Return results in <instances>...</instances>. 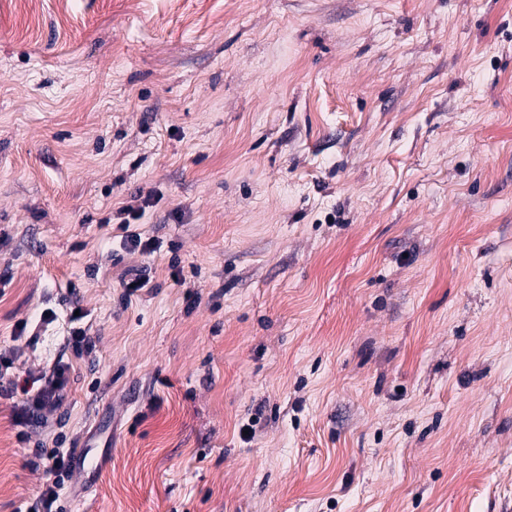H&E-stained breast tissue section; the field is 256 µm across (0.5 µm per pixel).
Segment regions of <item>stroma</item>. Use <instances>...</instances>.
<instances>
[{
	"instance_id": "35a3bbf8",
	"label": "stroma",
	"mask_w": 512,
	"mask_h": 512,
	"mask_svg": "<svg viewBox=\"0 0 512 512\" xmlns=\"http://www.w3.org/2000/svg\"><path fill=\"white\" fill-rule=\"evenodd\" d=\"M1 357L0 512H512V0H0ZM71 330V337L68 345L69 348H71L73 358L75 360L82 359L92 353L95 344L91 336L88 335L86 329L75 325ZM73 368V362L58 361L49 376L44 377V383L31 395L32 414L19 417V422H30L32 417H38L43 410L57 407L63 398V392L68 382V375ZM35 412H37L35 414ZM44 459L52 462V470L55 474V479L51 484H47L40 495V504L43 512H64L63 506L58 504L59 493L58 488L60 483L63 482L65 475H67L74 463V458L70 452L64 454L59 448H43L41 449Z\"/></svg>"
}]
</instances>
